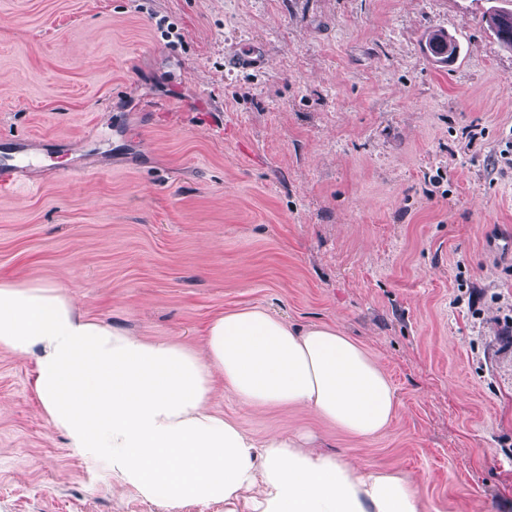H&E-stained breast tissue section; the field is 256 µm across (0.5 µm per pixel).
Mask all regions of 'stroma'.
I'll return each mask as SVG.
<instances>
[{
    "label": "stroma",
    "instance_id": "stroma-1",
    "mask_svg": "<svg viewBox=\"0 0 512 512\" xmlns=\"http://www.w3.org/2000/svg\"><path fill=\"white\" fill-rule=\"evenodd\" d=\"M499 0H0V279L70 282L103 324L187 345L215 315L330 324L393 426L216 410L400 472L424 512H512V50ZM444 31L459 55L433 61ZM247 53L258 60L233 64ZM0 350V512L166 506L72 456ZM491 22L498 41L504 47L512 49V9H496Z\"/></svg>",
    "mask_w": 512,
    "mask_h": 512
}]
</instances>
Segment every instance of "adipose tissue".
<instances>
[{
    "label": "adipose tissue",
    "mask_w": 512,
    "mask_h": 512,
    "mask_svg": "<svg viewBox=\"0 0 512 512\" xmlns=\"http://www.w3.org/2000/svg\"><path fill=\"white\" fill-rule=\"evenodd\" d=\"M35 359L34 390L72 453L154 504L224 512H422L399 473L325 455L300 434L258 440L213 409L305 410L369 438L398 402L339 327L294 328L262 309L217 315L200 345L153 340L84 315L60 282L0 280V349Z\"/></svg>",
    "instance_id": "obj_1"
}]
</instances>
